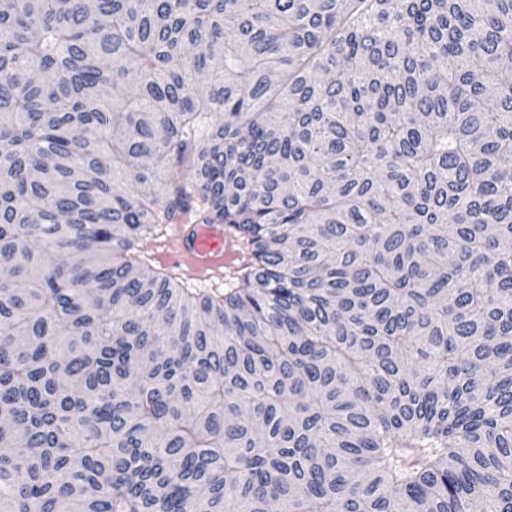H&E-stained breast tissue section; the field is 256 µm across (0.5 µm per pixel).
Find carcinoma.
<instances>
[{"mask_svg": "<svg viewBox=\"0 0 512 512\" xmlns=\"http://www.w3.org/2000/svg\"><path fill=\"white\" fill-rule=\"evenodd\" d=\"M0 512H512V0H0ZM172 225L157 224L155 230L139 242L138 249L142 258L157 271L178 277L175 280L184 287L190 288L193 292L224 294V290L229 289L230 286L229 280L225 281V271L227 272L225 267L212 272L211 279L204 284L194 278L183 262L174 260V255L170 254L165 260L159 259L160 255L169 253L168 243L172 233ZM180 246L175 253L190 260L199 271H207L229 262L234 253V239L223 224H181Z\"/></svg>", "mask_w": 512, "mask_h": 512, "instance_id": "obj_1", "label": "carcinoma"}]
</instances>
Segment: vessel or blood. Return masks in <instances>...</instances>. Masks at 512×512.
<instances>
[{
    "instance_id": "vessel-or-blood-1",
    "label": "vessel or blood",
    "mask_w": 512,
    "mask_h": 512,
    "mask_svg": "<svg viewBox=\"0 0 512 512\" xmlns=\"http://www.w3.org/2000/svg\"><path fill=\"white\" fill-rule=\"evenodd\" d=\"M177 255L192 261L195 268L206 271L229 262L234 253V239L221 224H183Z\"/></svg>"
}]
</instances>
